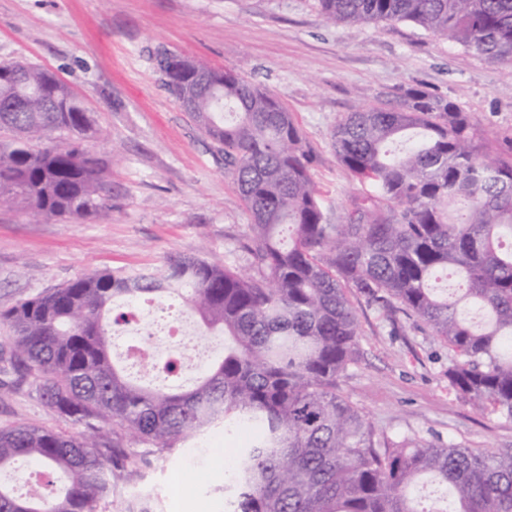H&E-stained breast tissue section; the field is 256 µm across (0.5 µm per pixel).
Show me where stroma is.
Segmentation results:
<instances>
[{"instance_id": "obj_1", "label": "stroma", "mask_w": 512, "mask_h": 512, "mask_svg": "<svg viewBox=\"0 0 512 512\" xmlns=\"http://www.w3.org/2000/svg\"><path fill=\"white\" fill-rule=\"evenodd\" d=\"M167 48L244 74L274 92L315 156L328 223L361 183L334 159L347 112L424 86L459 103L487 144L512 138V65L411 22L336 24L315 0H0V63L50 69L102 129L86 149L110 173L112 208L74 221L0 208V310L96 271L138 272L170 254L249 271L244 203L212 141L161 86ZM361 360L338 388L380 429L512 448V420L476 412L448 384V347L404 314L356 296ZM74 432L23 381L0 392V427ZM251 438L215 430L163 452L131 446L97 512H224V467Z\"/></svg>"}]
</instances>
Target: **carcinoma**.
<instances>
[{"label": "carcinoma", "instance_id": "obj_1", "mask_svg": "<svg viewBox=\"0 0 512 512\" xmlns=\"http://www.w3.org/2000/svg\"><path fill=\"white\" fill-rule=\"evenodd\" d=\"M330 24L413 22L489 61L512 63V0H317ZM164 85L224 156L250 217V272L196 257L139 273H94L0 311L10 362L74 433L0 428V470L23 458L58 472L53 499L0 483V512H96L112 495L125 435L172 449L197 433L255 429L224 486L226 512H512V448L397 439L336 388L358 365L350 297L401 310L448 346V382L476 410L512 419V139L495 148L460 105L419 86L392 108L362 106L331 132L333 156L370 190L327 223L316 161L270 91L201 60L158 61ZM215 72L196 85L194 70ZM0 206L46 220L109 208L106 169L83 142L93 113L52 72L0 63ZM53 141L49 147L35 143ZM462 280L440 296L435 273ZM187 293L224 358L193 389L128 380L111 355L114 302ZM430 481L442 495L418 508Z\"/></svg>", "mask_w": 512, "mask_h": 512}]
</instances>
